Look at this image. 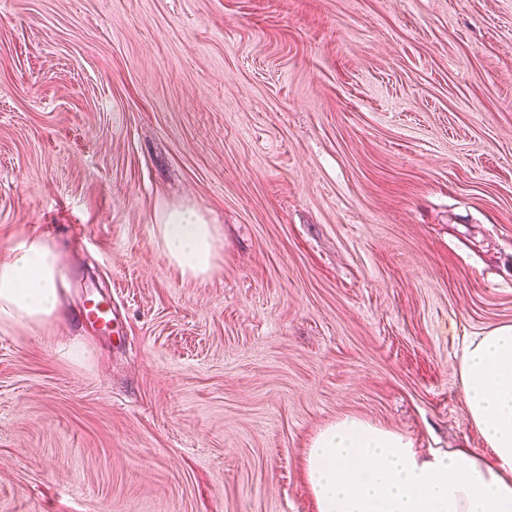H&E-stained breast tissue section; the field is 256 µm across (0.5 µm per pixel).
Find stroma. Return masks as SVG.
I'll return each instance as SVG.
<instances>
[{"label": "stroma", "mask_w": 512, "mask_h": 512, "mask_svg": "<svg viewBox=\"0 0 512 512\" xmlns=\"http://www.w3.org/2000/svg\"><path fill=\"white\" fill-rule=\"evenodd\" d=\"M35 234L62 316L0 325V512H316L346 416L491 458L457 366L512 325V0H0V252ZM169 262L182 276L204 278L216 268V229L192 207L174 206L155 226ZM89 303L84 306V314L88 319H93L94 322H99L105 328L112 324V301L102 298V300H87Z\"/></svg>", "instance_id": "1"}]
</instances>
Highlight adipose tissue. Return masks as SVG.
Wrapping results in <instances>:
<instances>
[{
    "label": "adipose tissue",
    "instance_id": "obj_1",
    "mask_svg": "<svg viewBox=\"0 0 512 512\" xmlns=\"http://www.w3.org/2000/svg\"><path fill=\"white\" fill-rule=\"evenodd\" d=\"M181 275L216 268V229L174 206L156 226ZM59 307L57 259L41 237L0 252V323H37ZM466 417L493 453H419L404 434L360 419L322 428L305 457L317 512H512V325L466 338L458 366Z\"/></svg>",
    "mask_w": 512,
    "mask_h": 512
}]
</instances>
